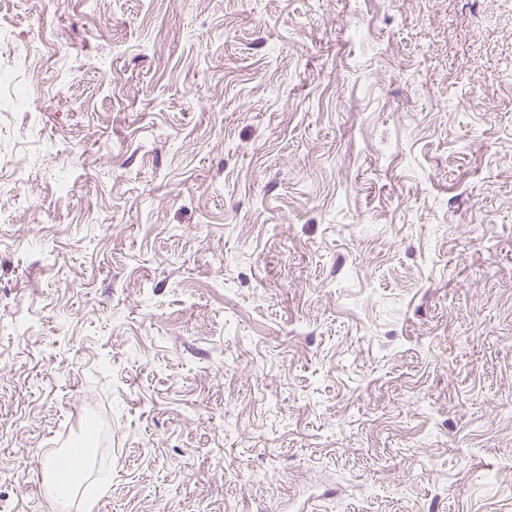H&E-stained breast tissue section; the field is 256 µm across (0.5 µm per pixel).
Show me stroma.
Listing matches in <instances>:
<instances>
[{
  "instance_id": "1",
  "label": "stroma",
  "mask_w": 512,
  "mask_h": 512,
  "mask_svg": "<svg viewBox=\"0 0 512 512\" xmlns=\"http://www.w3.org/2000/svg\"><path fill=\"white\" fill-rule=\"evenodd\" d=\"M0 25V512H512V0ZM83 461L82 452L78 454H73L72 452L57 458L52 466L49 467L48 471H53L56 474V477L61 486H66L70 484V481L67 480L68 477H73L78 473L81 463Z\"/></svg>"
}]
</instances>
